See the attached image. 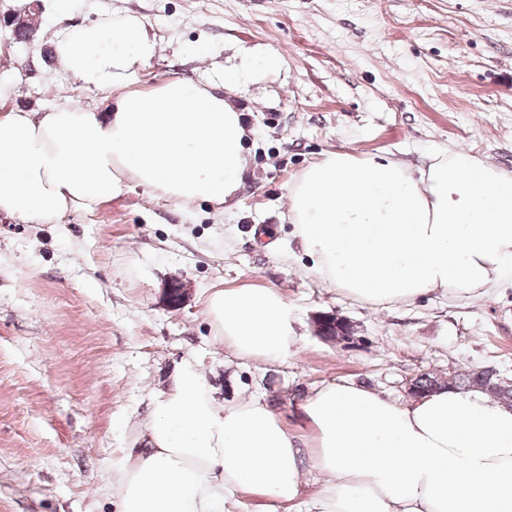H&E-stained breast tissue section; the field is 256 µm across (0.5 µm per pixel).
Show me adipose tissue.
<instances>
[{
    "label": "adipose tissue",
    "instance_id": "1",
    "mask_svg": "<svg viewBox=\"0 0 512 512\" xmlns=\"http://www.w3.org/2000/svg\"><path fill=\"white\" fill-rule=\"evenodd\" d=\"M82 86L119 89L104 113L66 105L0 113V213L41 224L118 196L125 177L151 195L225 206L248 165L247 130L223 85L172 79L122 92L157 50L134 16L66 28L53 43ZM290 217L314 276L383 307L433 291L480 297L512 279V173L463 150L413 173L388 157L337 150L288 188ZM238 358L283 362L297 337L274 288H225L205 302ZM301 441L258 396L216 406L184 363L155 402L148 445L120 466L118 512H226L238 491L307 512H512V406L479 389H439L404 403L349 383L317 388Z\"/></svg>",
    "mask_w": 512,
    "mask_h": 512
}]
</instances>
